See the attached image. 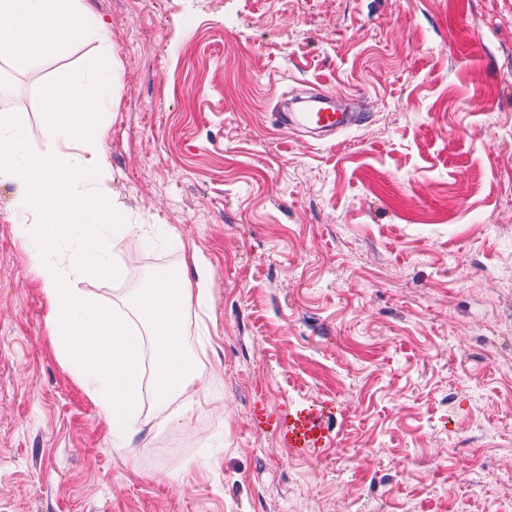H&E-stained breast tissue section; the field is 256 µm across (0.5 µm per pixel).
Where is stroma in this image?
Returning <instances> with one entry per match:
<instances>
[{"mask_svg":"<svg viewBox=\"0 0 512 512\" xmlns=\"http://www.w3.org/2000/svg\"><path fill=\"white\" fill-rule=\"evenodd\" d=\"M107 43L0 58L45 147L44 83L111 53L106 178L124 280L206 273L184 348L209 377L133 452L55 350L0 184V512H512V0H89ZM358 96L327 144L282 92ZM337 406L320 450L277 425Z\"/></svg>","mask_w":512,"mask_h":512,"instance_id":"35a3bbf8","label":"stroma"}]
</instances>
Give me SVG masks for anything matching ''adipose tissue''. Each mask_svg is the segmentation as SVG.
Instances as JSON below:
<instances>
[{"label":"adipose tissue","instance_id":"1","mask_svg":"<svg viewBox=\"0 0 512 512\" xmlns=\"http://www.w3.org/2000/svg\"><path fill=\"white\" fill-rule=\"evenodd\" d=\"M0 52H7L15 70H28L34 58L53 48L58 37L91 36L107 42L102 19L84 0H0Z\"/></svg>","mask_w":512,"mask_h":512}]
</instances>
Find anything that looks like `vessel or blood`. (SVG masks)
I'll use <instances>...</instances> for the list:
<instances>
[{
	"label": "vessel or blood",
	"instance_id": "b4317fda",
	"mask_svg": "<svg viewBox=\"0 0 512 512\" xmlns=\"http://www.w3.org/2000/svg\"><path fill=\"white\" fill-rule=\"evenodd\" d=\"M367 118L366 110L352 99L339 105L323 98L306 112H291L284 107L277 111L279 126L296 135L313 131L336 133L351 126L363 125ZM328 416L325 408L314 407L303 416L289 418L284 434L288 447L299 455L317 447L326 430Z\"/></svg>",
	"mask_w": 512,
	"mask_h": 512
}]
</instances>
